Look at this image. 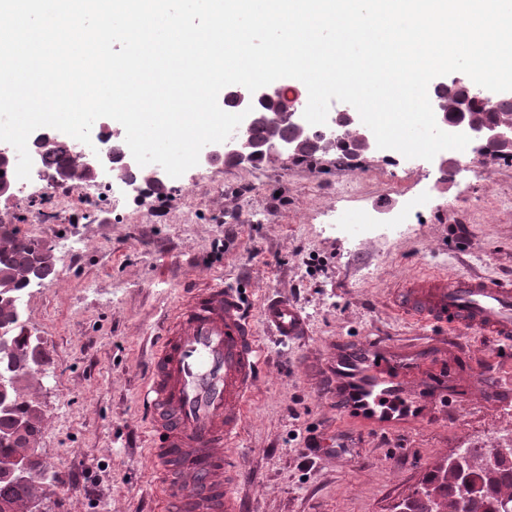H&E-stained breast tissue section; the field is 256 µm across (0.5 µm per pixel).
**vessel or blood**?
<instances>
[{
    "instance_id": "b4317fda",
    "label": "vessel or blood",
    "mask_w": 512,
    "mask_h": 512,
    "mask_svg": "<svg viewBox=\"0 0 512 512\" xmlns=\"http://www.w3.org/2000/svg\"><path fill=\"white\" fill-rule=\"evenodd\" d=\"M402 313L451 333L477 331L512 343V282L469 274L425 276L399 300ZM265 325L285 341L307 335V321L286 300L263 308ZM446 339L362 342L330 349L318 369L327 394L375 428L389 426V403L401 400L418 417L430 414L425 390L447 396L438 372ZM262 351L238 289L212 283L167 315L140 402L153 421L148 465L164 507L187 512H241L235 491L246 407L260 375Z\"/></svg>"
}]
</instances>
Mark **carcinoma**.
I'll use <instances>...</instances> for the list:
<instances>
[{"label": "carcinoma", "mask_w": 512, "mask_h": 512, "mask_svg": "<svg viewBox=\"0 0 512 512\" xmlns=\"http://www.w3.org/2000/svg\"><path fill=\"white\" fill-rule=\"evenodd\" d=\"M249 135L256 140L286 139L289 128L270 121L260 122L249 130ZM40 158L57 171L65 169L71 161L59 141L48 148L40 147ZM38 256L45 258L46 263L40 277L45 282L52 281L57 276L53 247L0 225V276L15 288L16 296H22L28 288L27 276ZM0 329L9 330L14 342L12 355L0 358V372L14 378L9 397L13 405L0 409L1 464L35 443L42 431V412L23 400L20 390L24 377L18 375L33 361V356L40 357L42 352H34V336L26 330L20 302L0 304ZM463 452L468 457L474 486L469 495H464L452 463H441L428 472L421 487L407 498L404 508L410 512H431L434 501L440 512H504V507L512 506V448H465ZM41 492L34 478L17 479L0 472V512H18Z\"/></svg>", "instance_id": "obj_1"}]
</instances>
